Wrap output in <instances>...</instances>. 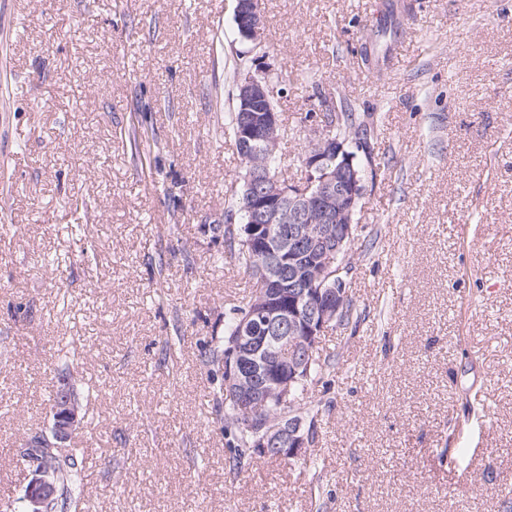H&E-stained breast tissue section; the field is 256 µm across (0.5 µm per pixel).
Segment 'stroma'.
Listing matches in <instances>:
<instances>
[{"label": "stroma", "mask_w": 512, "mask_h": 512, "mask_svg": "<svg viewBox=\"0 0 512 512\" xmlns=\"http://www.w3.org/2000/svg\"><path fill=\"white\" fill-rule=\"evenodd\" d=\"M261 5L257 48L236 0H0V512L26 510L20 450L69 343L97 512H512V0ZM386 19L365 71L359 38ZM256 68L289 180L321 100L378 119L346 278L362 318L321 337L342 358L313 390L314 472L230 470L199 364L252 286L212 267L203 227L241 169L225 123ZM171 246L195 265L156 281Z\"/></svg>", "instance_id": "stroma-1"}]
</instances>
